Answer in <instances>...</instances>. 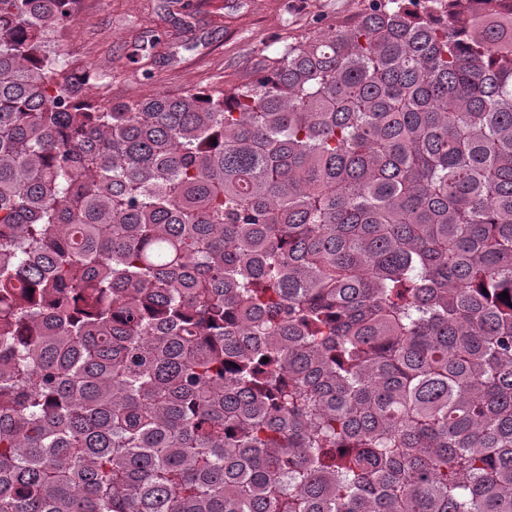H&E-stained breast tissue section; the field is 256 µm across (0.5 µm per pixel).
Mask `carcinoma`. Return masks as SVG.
<instances>
[{
	"instance_id": "carcinoma-1",
	"label": "carcinoma",
	"mask_w": 512,
	"mask_h": 512,
	"mask_svg": "<svg viewBox=\"0 0 512 512\" xmlns=\"http://www.w3.org/2000/svg\"><path fill=\"white\" fill-rule=\"evenodd\" d=\"M79 2L0 0V512H512V0L107 110Z\"/></svg>"
}]
</instances>
